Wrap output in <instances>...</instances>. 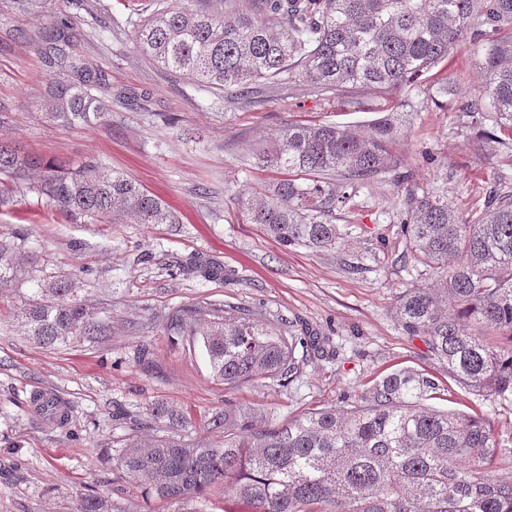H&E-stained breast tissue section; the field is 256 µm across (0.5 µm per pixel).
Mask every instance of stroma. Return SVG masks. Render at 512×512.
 <instances>
[{"label": "stroma", "instance_id": "stroma-1", "mask_svg": "<svg viewBox=\"0 0 512 512\" xmlns=\"http://www.w3.org/2000/svg\"><path fill=\"white\" fill-rule=\"evenodd\" d=\"M143 6V0H49L47 13L35 16L0 0V143L70 168L96 160L180 216L176 224L120 216L48 222L41 217L45 198L23 184L15 202L0 205V240L20 258L37 257L44 274L76 275L82 296L119 323L103 342L45 347L19 330V291L0 290V512H76L85 494L117 512H243L242 504L208 494L188 505L159 501L119 479L112 459L127 432L125 416L163 402L190 419V438L217 440L221 434L208 421L225 401L285 421L359 397L402 367L447 384L435 406L488 416L500 445L512 449V404L451 382L393 318L399 294L418 272L396 219L402 196L392 182L359 188L337 210L344 238L335 250L282 248L249 222L239 201L241 192L279 176L247 157L253 144L274 142L291 123L365 130L392 111L398 95L365 93L348 103L296 82L264 92L257 105L225 107L221 92L141 54L134 25ZM63 23L77 35L72 54L103 70L121 96L108 123L69 126L48 116L43 100L54 70L41 35ZM21 30L27 39H16ZM445 84L453 94H441ZM481 85L470 46L461 44L410 91L418 110L394 146L418 182L453 173V202L463 213L481 205L490 189L512 190V131L495 113L475 118L460 109ZM212 263L221 275H204ZM204 299L303 324L330 353L307 357L285 387L224 388L213 380L203 347L187 349L156 321ZM37 392L64 400L66 424L35 412Z\"/></svg>", "mask_w": 512, "mask_h": 512}]
</instances>
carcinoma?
I'll list each match as a JSON object with an SVG mask.
<instances>
[{
  "mask_svg": "<svg viewBox=\"0 0 512 512\" xmlns=\"http://www.w3.org/2000/svg\"><path fill=\"white\" fill-rule=\"evenodd\" d=\"M43 2L10 0V8L36 13ZM466 36L490 111L512 122V0H236L229 13L197 0L194 8H156L135 29L143 56L224 92L226 107L259 103L262 85L296 81L338 97L408 90ZM74 38L65 25L45 35L50 63L64 71L48 90L49 116L67 125L103 123L122 94L112 95L100 70L66 51ZM401 107L361 133L290 123L274 144L252 148L282 178L247 193L248 219L285 248L334 249L341 240L336 210L359 187L392 175L404 189L398 223L407 250L435 274L400 294L397 324L459 385L512 401V192L491 190L480 210L462 215L448 197V176L424 186L400 171L392 145L414 104L407 98ZM0 176L6 187L36 177L37 192L70 217L117 210L137 224L179 223L157 196L96 161L63 174L0 143ZM26 281L32 288L22 295L20 327L38 344L112 335V317L83 299L72 276L42 279L35 262L22 266L0 241V288ZM162 327L190 348L202 339L212 377L230 387L291 381L302 370L297 346L325 349L318 336H299L292 325L230 302L175 308ZM443 389L434 376L404 367L357 400L284 423L226 404L210 420L223 440L210 443L188 439L184 414L154 403L145 424L158 433L128 434L115 469L160 500L217 492L248 512H512V481L492 474L501 448L490 419L427 405ZM33 405L52 419L60 402L44 393Z\"/></svg>",
  "mask_w": 512,
  "mask_h": 512,
  "instance_id": "carcinoma-1",
  "label": "carcinoma"
}]
</instances>
